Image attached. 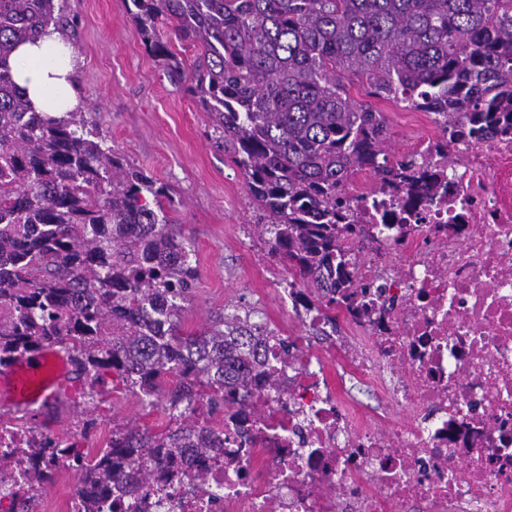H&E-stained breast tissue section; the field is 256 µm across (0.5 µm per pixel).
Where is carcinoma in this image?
Masks as SVG:
<instances>
[{
  "label": "carcinoma",
  "mask_w": 512,
  "mask_h": 512,
  "mask_svg": "<svg viewBox=\"0 0 512 512\" xmlns=\"http://www.w3.org/2000/svg\"><path fill=\"white\" fill-rule=\"evenodd\" d=\"M65 0H0V365L57 346L83 387L121 384L151 405L200 401L182 432L214 431L215 415L249 404L259 353L250 312L184 335L182 302L198 279L169 211L167 186L134 170L82 110L53 119L13 80L18 44L65 24ZM146 49L171 80L182 63L159 24L201 50L189 91L210 139L229 148L267 219L271 254L326 307L349 275L336 191L356 169L400 176L415 155L388 157L368 95L438 116L445 137L512 133V0H130ZM176 379L165 388L166 377ZM175 432L124 427L89 469L107 486L134 455L163 462Z\"/></svg>",
  "instance_id": "cac0c4a2"
}]
</instances>
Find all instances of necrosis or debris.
Instances as JSON below:
<instances>
[{
    "label": "necrosis or debris",
    "instance_id": "1",
    "mask_svg": "<svg viewBox=\"0 0 512 512\" xmlns=\"http://www.w3.org/2000/svg\"><path fill=\"white\" fill-rule=\"evenodd\" d=\"M341 195L356 292L319 334H279L224 416V445L128 460L137 484L91 488L54 438L0 409V512H33L47 477L64 512H512V134L424 141L410 172Z\"/></svg>",
    "mask_w": 512,
    "mask_h": 512
}]
</instances>
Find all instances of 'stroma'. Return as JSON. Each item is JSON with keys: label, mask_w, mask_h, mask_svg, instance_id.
I'll use <instances>...</instances> for the list:
<instances>
[{"label": "stroma", "mask_w": 512, "mask_h": 512, "mask_svg": "<svg viewBox=\"0 0 512 512\" xmlns=\"http://www.w3.org/2000/svg\"><path fill=\"white\" fill-rule=\"evenodd\" d=\"M65 7L63 33L77 52L74 85L88 120L131 166L166 184L175 201L171 216L199 269L182 333H199L217 315L246 307L279 330L295 329L284 303L273 298L289 272L271 257L243 173L208 137L207 118L186 83L171 81L162 60L146 50L124 0H66ZM371 102L386 119L391 155L414 153L437 129L431 113ZM97 414L89 440L100 445L127 424L151 432L171 426L163 405H146L122 388Z\"/></svg>", "instance_id": "obj_1"}]
</instances>
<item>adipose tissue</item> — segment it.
Wrapping results in <instances>:
<instances>
[{
	"mask_svg": "<svg viewBox=\"0 0 512 512\" xmlns=\"http://www.w3.org/2000/svg\"><path fill=\"white\" fill-rule=\"evenodd\" d=\"M11 73L36 111L65 117L74 111L79 98L72 81L75 53L55 28L34 41L21 43L13 52Z\"/></svg>",
	"mask_w": 512,
	"mask_h": 512,
	"instance_id": "ef3b65f1",
	"label": "adipose tissue"
}]
</instances>
